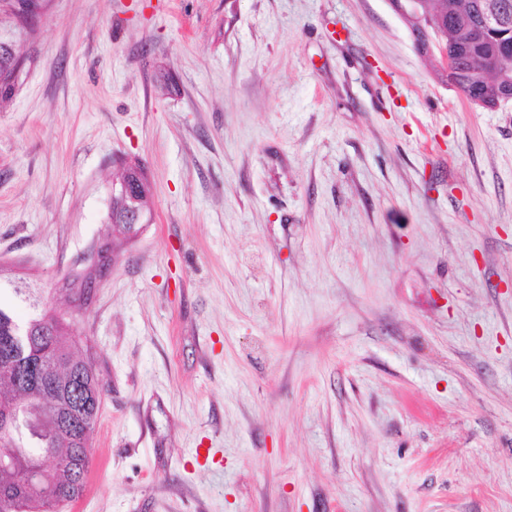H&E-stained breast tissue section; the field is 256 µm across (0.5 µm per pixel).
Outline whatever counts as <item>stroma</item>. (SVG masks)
Segmentation results:
<instances>
[{
    "mask_svg": "<svg viewBox=\"0 0 512 512\" xmlns=\"http://www.w3.org/2000/svg\"><path fill=\"white\" fill-rule=\"evenodd\" d=\"M22 50L0 264L104 386L59 512H512V103L390 0H51Z\"/></svg>",
    "mask_w": 512,
    "mask_h": 512,
    "instance_id": "obj_1",
    "label": "stroma"
}]
</instances>
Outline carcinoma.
Here are the masks:
<instances>
[{
	"label": "carcinoma",
	"mask_w": 512,
	"mask_h": 512,
	"mask_svg": "<svg viewBox=\"0 0 512 512\" xmlns=\"http://www.w3.org/2000/svg\"><path fill=\"white\" fill-rule=\"evenodd\" d=\"M482 0H422L421 13L439 29L449 60L448 81L472 103L485 101L497 75L485 68L506 40L509 27L499 32L478 28L477 6ZM41 11L35 0H0V29L13 38L0 44V105L11 100L26 63L21 44L36 33ZM28 304L32 314L17 320L10 305L0 303V420L12 415L27 399L42 411L41 423L14 430V441L0 443L15 459L0 467V491L12 490L5 512H57L58 507L84 490L90 465L89 435L100 410L103 385L90 357L80 355L83 341L65 338L53 324L40 288H25L0 268V297ZM28 329L29 336L18 329ZM38 469L31 482L27 472Z\"/></svg>",
	"instance_id": "cac0c4a2"
}]
</instances>
